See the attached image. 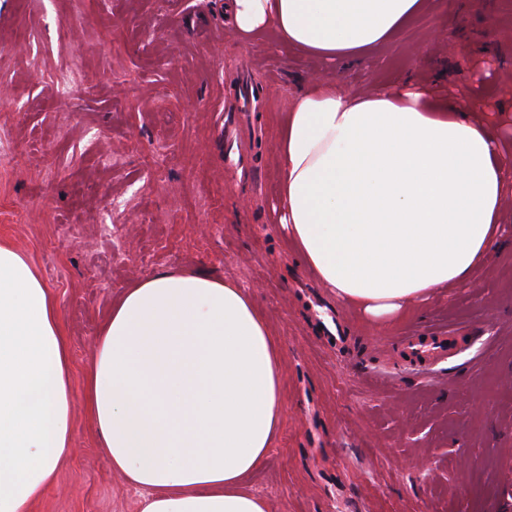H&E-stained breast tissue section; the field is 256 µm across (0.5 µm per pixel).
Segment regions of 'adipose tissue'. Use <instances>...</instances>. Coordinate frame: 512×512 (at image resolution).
<instances>
[{"label":"adipose tissue","instance_id":"1","mask_svg":"<svg viewBox=\"0 0 512 512\" xmlns=\"http://www.w3.org/2000/svg\"><path fill=\"white\" fill-rule=\"evenodd\" d=\"M431 0H232L237 33L274 31L325 62L368 56ZM468 99L404 82L300 91L278 147V221L337 299L389 322L467 285L512 230V150ZM278 339L235 282L165 271L126 289L98 336L84 400L138 512H268L251 478L284 420ZM73 389L55 298L0 243V512H30L67 456Z\"/></svg>","mask_w":512,"mask_h":512}]
</instances>
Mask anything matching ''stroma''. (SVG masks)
I'll return each mask as SVG.
<instances>
[{"mask_svg": "<svg viewBox=\"0 0 512 512\" xmlns=\"http://www.w3.org/2000/svg\"><path fill=\"white\" fill-rule=\"evenodd\" d=\"M228 2L0 0V240L56 299L73 379L69 453L31 512H137L83 380L113 301L172 269L249 288L279 340L284 422L252 478L269 512H512V248L379 323L321 284L274 211L281 117L303 88L410 78L454 108L464 85L512 143V0H434L373 57L336 65L241 37ZM75 60L86 87L60 99ZM409 336L453 347L414 362Z\"/></svg>", "mask_w": 512, "mask_h": 512, "instance_id": "35a3bbf8", "label": "stroma"}]
</instances>
